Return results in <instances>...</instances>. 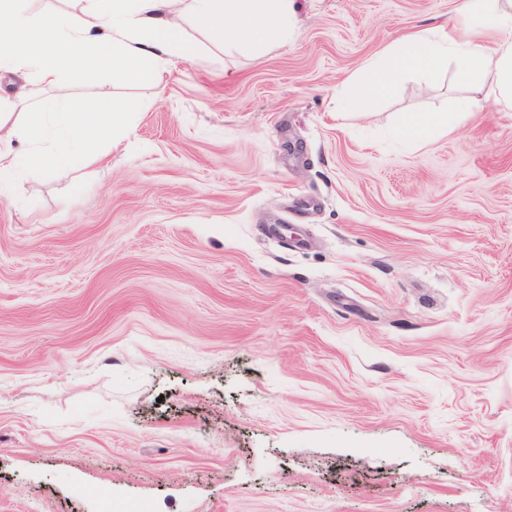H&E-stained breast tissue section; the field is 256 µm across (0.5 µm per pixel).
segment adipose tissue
Here are the masks:
<instances>
[{"mask_svg":"<svg viewBox=\"0 0 512 512\" xmlns=\"http://www.w3.org/2000/svg\"><path fill=\"white\" fill-rule=\"evenodd\" d=\"M460 12L454 26L416 30L359 68L342 88L347 109L365 114L411 71L428 72L452 59L471 92L458 112L472 114L483 92L512 111V0H461ZM294 13L295 0H81L75 10L39 13L30 0H0V74L23 79L13 98L0 97V198L35 176L65 180L107 163L133 105L112 99L103 74L152 85L194 57L183 24L228 50L259 49L271 39L287 41ZM487 28L497 40L475 47ZM70 75L98 87L96 100L71 94ZM36 85L53 90V99L37 101Z\"/></svg>","mask_w":512,"mask_h":512,"instance_id":"obj_1","label":"adipose tissue"}]
</instances>
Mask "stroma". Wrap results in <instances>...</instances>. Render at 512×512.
Masks as SVG:
<instances>
[{"instance_id": "obj_1", "label": "stroma", "mask_w": 512, "mask_h": 512, "mask_svg": "<svg viewBox=\"0 0 512 512\" xmlns=\"http://www.w3.org/2000/svg\"><path fill=\"white\" fill-rule=\"evenodd\" d=\"M459 0H296L112 161L0 201V512H512V112L343 82ZM449 124L448 113L435 112L429 115L414 116L408 121L403 122L402 128L409 133H414L427 128H448Z\"/></svg>"}]
</instances>
